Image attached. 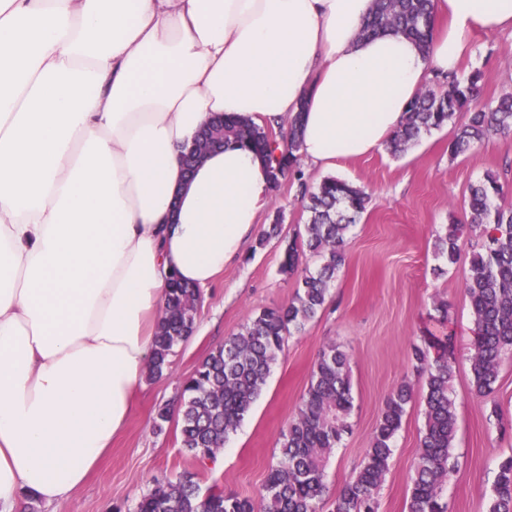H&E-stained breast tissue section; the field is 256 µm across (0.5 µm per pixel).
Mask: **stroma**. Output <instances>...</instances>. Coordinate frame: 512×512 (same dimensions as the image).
Instances as JSON below:
<instances>
[{"label": "stroma", "mask_w": 512, "mask_h": 512, "mask_svg": "<svg viewBox=\"0 0 512 512\" xmlns=\"http://www.w3.org/2000/svg\"><path fill=\"white\" fill-rule=\"evenodd\" d=\"M475 69L482 73L480 103L512 93V33L475 36L461 71ZM467 118V112L456 113L452 126L422 136L397 156L382 149L337 161L328 171L305 168L309 185L329 174L363 187L371 202L345 238L346 262L328 303L302 334L286 338L261 394L216 461L197 463L181 445L178 420L158 422L157 412L176 403L182 381L225 338L242 331L256 312L292 301L295 281L279 269L280 247L274 238L265 247L245 248L239 261L202 290L193 335L175 347L165 375L147 379L137 391L111 452L57 512H133L156 478L184 472L195 473L201 487L218 480L225 492L258 497L278 459L281 433L307 389L311 368L331 344L347 353L353 384L352 429L334 449L327 468L324 500L332 502L361 465L386 398L410 379L413 345L432 335L451 342L448 361L457 425L454 469L442 500L447 512H489L497 464L512 454V356L500 363L493 400L475 397L470 373L474 323L463 288L469 256L461 254L444 274L435 275L439 261L433 242L450 218L465 219L468 187L485 173L499 175L505 188L497 202L512 207V136L450 156L452 127ZM278 210L284 213L283 236L303 232L308 214L292 184L276 188L261 229H268ZM440 301L448 305L447 317L435 309ZM495 407L501 420L491 417ZM423 424L422 406L413 403L394 440V462L379 490V512H406Z\"/></svg>", "instance_id": "1"}]
</instances>
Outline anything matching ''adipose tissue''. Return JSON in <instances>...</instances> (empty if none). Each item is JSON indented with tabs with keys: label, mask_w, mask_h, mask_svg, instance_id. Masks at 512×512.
<instances>
[{
	"label": "adipose tissue",
	"mask_w": 512,
	"mask_h": 512,
	"mask_svg": "<svg viewBox=\"0 0 512 512\" xmlns=\"http://www.w3.org/2000/svg\"><path fill=\"white\" fill-rule=\"evenodd\" d=\"M375 0H0V512L62 504L125 427L171 278L207 288L275 191L210 118L302 117V163L380 150L512 0H432L426 45Z\"/></svg>",
	"instance_id": "ef3b65f1"
}]
</instances>
